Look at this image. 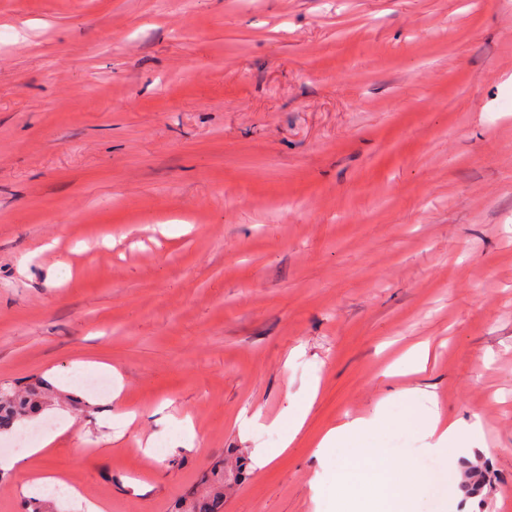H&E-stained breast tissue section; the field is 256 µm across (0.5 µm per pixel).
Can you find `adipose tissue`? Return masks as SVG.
<instances>
[{
    "instance_id": "ef3b65f1",
    "label": "adipose tissue",
    "mask_w": 512,
    "mask_h": 512,
    "mask_svg": "<svg viewBox=\"0 0 512 512\" xmlns=\"http://www.w3.org/2000/svg\"><path fill=\"white\" fill-rule=\"evenodd\" d=\"M414 422L424 437L430 438L429 452L448 455L453 461L481 433L480 422L465 429L458 422L443 419L435 407L416 415ZM386 423L387 417L380 407L372 415L346 419L322 435L318 448L324 455L339 454L335 480H343L348 469L368 467L382 488L385 512H411L414 500L427 485L426 475L409 460L403 462L399 472H391L384 449L365 443L368 435L381 430Z\"/></svg>"
}]
</instances>
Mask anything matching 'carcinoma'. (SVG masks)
Segmentation results:
<instances>
[{
  "label": "carcinoma",
  "instance_id": "1",
  "mask_svg": "<svg viewBox=\"0 0 512 512\" xmlns=\"http://www.w3.org/2000/svg\"><path fill=\"white\" fill-rule=\"evenodd\" d=\"M59 403L79 408L84 406L80 400L56 392L41 380L24 391L9 384L5 385L4 389H0V433L14 431L30 415L43 412ZM244 471V462L239 460L236 462V470L229 474L222 469L213 472L205 489L182 498L176 512H224V486L240 481Z\"/></svg>",
  "mask_w": 512,
  "mask_h": 512
}]
</instances>
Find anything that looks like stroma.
Here are the masks:
<instances>
[{"label":"stroma","mask_w":512,"mask_h":512,"mask_svg":"<svg viewBox=\"0 0 512 512\" xmlns=\"http://www.w3.org/2000/svg\"><path fill=\"white\" fill-rule=\"evenodd\" d=\"M104 364L118 398L76 384ZM37 377L86 408L0 512L43 472L173 512L257 448L224 512L361 503L320 437L380 406L394 463L447 467L433 399L485 479L415 512H512V0H0V382ZM415 425L422 432L425 438L433 439V443L426 448L427 451L436 454H447L452 462L450 476L454 473L459 476L457 459L462 453V449L468 448L470 440L482 433L480 421H474L470 428L463 429L457 421L442 419L436 402L433 408L416 415L414 417Z\"/></svg>","instance_id":"35a3bbf8"}]
</instances>
